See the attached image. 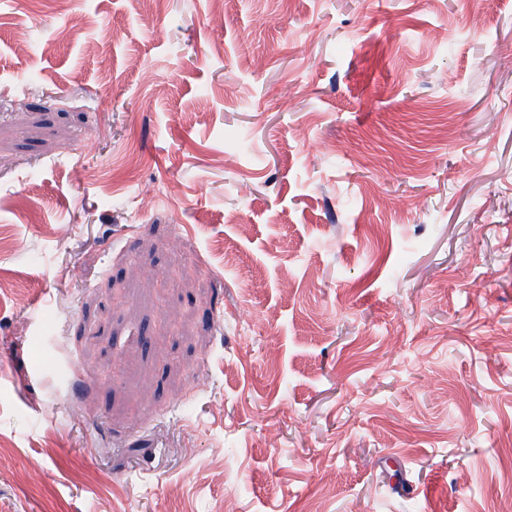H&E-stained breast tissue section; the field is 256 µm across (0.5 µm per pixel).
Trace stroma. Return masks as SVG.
I'll return each mask as SVG.
<instances>
[{
  "label": "stroma",
  "mask_w": 512,
  "mask_h": 512,
  "mask_svg": "<svg viewBox=\"0 0 512 512\" xmlns=\"http://www.w3.org/2000/svg\"><path fill=\"white\" fill-rule=\"evenodd\" d=\"M0 512H512V0H0Z\"/></svg>",
  "instance_id": "obj_1"
}]
</instances>
